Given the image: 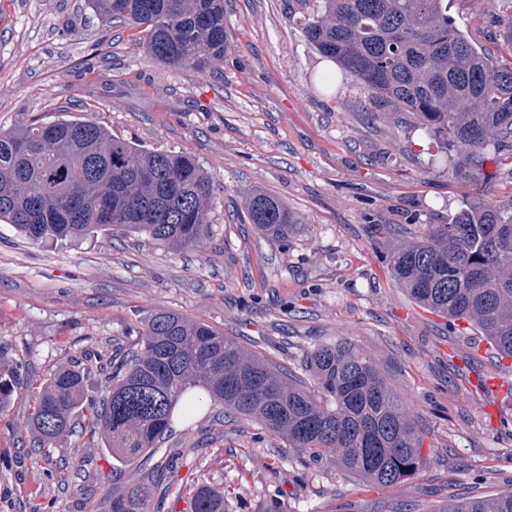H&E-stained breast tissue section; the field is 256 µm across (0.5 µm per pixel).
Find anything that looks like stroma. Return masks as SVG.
<instances>
[{"mask_svg":"<svg viewBox=\"0 0 512 512\" xmlns=\"http://www.w3.org/2000/svg\"><path fill=\"white\" fill-rule=\"evenodd\" d=\"M302 0H224L229 48L206 71L151 59L126 27L101 25L86 0H0V128L59 107L147 148L192 155L215 180L206 243L176 251L117 231L33 244L0 222V347L31 377L63 365L101 395L106 367L137 342L151 310L208 323L256 355L301 368L314 344L352 340L415 415L428 462L412 480L377 486L306 458L255 421L209 412L174 417L150 459L168 491L150 512H186L182 485L205 478L232 512H446L461 495L512 491V401L478 387L503 377L484 348L415 305L387 253L463 198L512 203V163L489 184L449 174L440 144L408 113L368 92L307 43ZM448 16L479 50L499 55L512 0H449ZM263 189L298 219L287 246L243 214ZM377 224L396 225L374 236ZM31 403L0 411V512H104L139 479L101 441L60 440L52 463L31 451ZM179 459L178 474L165 471Z\"/></svg>","mask_w":512,"mask_h":512,"instance_id":"35a3bbf8","label":"stroma"}]
</instances>
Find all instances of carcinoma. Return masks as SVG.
Wrapping results in <instances>:
<instances>
[{
  "label": "carcinoma",
  "instance_id": "cac0c4a2",
  "mask_svg": "<svg viewBox=\"0 0 512 512\" xmlns=\"http://www.w3.org/2000/svg\"><path fill=\"white\" fill-rule=\"evenodd\" d=\"M306 41L355 78L382 106L413 116L448 151L451 173L474 186L489 180L512 138V56L477 50L448 19V0H305ZM105 23L137 30L150 57L173 68L206 70L224 61V0H88ZM214 178L192 156L142 148L78 114L39 118L0 131V221L33 244L106 230L144 236L174 250L211 234ZM247 221L286 242L298 220L262 191L244 200ZM397 285L419 305L512 358V206L464 203L446 224L387 255ZM99 397L83 394L70 365L45 382L22 373L0 349V410L15 394L33 401V448L44 462L75 431L98 437L123 461L165 439L176 408L190 416L203 401L248 417L297 454L328 456L341 471L381 486L423 468V436L380 369L355 344L314 347L306 375L283 373L212 326L157 309L143 320L135 350L112 364ZM158 486L136 481L107 496V512H148ZM189 512H229L224 491L189 485ZM448 512H512V492L466 498Z\"/></svg>",
  "mask_w": 512,
  "mask_h": 512
}]
</instances>
